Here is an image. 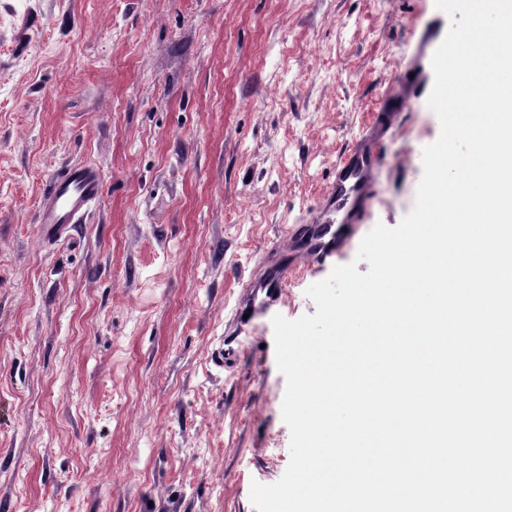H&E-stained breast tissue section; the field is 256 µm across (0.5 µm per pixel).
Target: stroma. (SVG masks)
<instances>
[{"mask_svg": "<svg viewBox=\"0 0 512 512\" xmlns=\"http://www.w3.org/2000/svg\"><path fill=\"white\" fill-rule=\"evenodd\" d=\"M450 27L435 0H0V512H256L290 461L272 318L413 209ZM408 101L343 253L213 353L243 282L308 223L387 80ZM99 169L40 238L53 175ZM104 184L97 170L71 165L50 181L36 216L39 234L51 241L72 225L82 224L93 204L102 197Z\"/></svg>", "mask_w": 512, "mask_h": 512, "instance_id": "stroma-1", "label": "stroma"}]
</instances>
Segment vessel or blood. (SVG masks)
Returning <instances> with one entry per match:
<instances>
[{
    "instance_id": "1",
    "label": "vessel or blood",
    "mask_w": 512,
    "mask_h": 512,
    "mask_svg": "<svg viewBox=\"0 0 512 512\" xmlns=\"http://www.w3.org/2000/svg\"><path fill=\"white\" fill-rule=\"evenodd\" d=\"M383 157L374 134L355 139L336 169V178L326 190L311 223L289 230L283 251L274 252L246 284L236 308L232 327L224 336L219 362L231 360L237 328L246 316L256 315L280 299L290 275L300 266L321 263L345 248L347 229L360 223L372 194L375 173ZM104 184L97 170L71 165L50 181L36 216L39 234L54 240L72 225L82 223L93 204L102 197Z\"/></svg>"
}]
</instances>
